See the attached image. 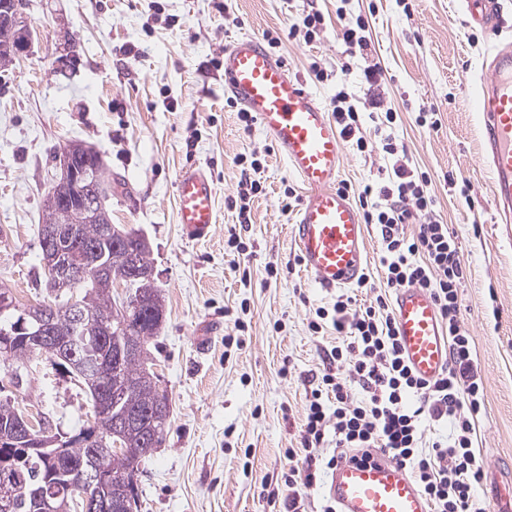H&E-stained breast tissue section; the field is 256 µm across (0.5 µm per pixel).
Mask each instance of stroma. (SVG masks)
<instances>
[{
    "instance_id": "stroma-1",
    "label": "stroma",
    "mask_w": 512,
    "mask_h": 512,
    "mask_svg": "<svg viewBox=\"0 0 512 512\" xmlns=\"http://www.w3.org/2000/svg\"><path fill=\"white\" fill-rule=\"evenodd\" d=\"M340 6L366 17L364 49L343 42ZM314 9L325 19L319 37H289ZM25 12L30 44L0 71V288L22 306L51 300L38 226L55 156L73 140L92 146L114 183L112 221L148 240L165 305L148 351L172 417L138 477L140 512H273L265 486L288 467L309 382L336 343L333 328L308 329L337 293L316 287L298 260L283 194L298 182L224 96L225 44L270 32L290 74L323 106L340 89L355 98L367 138L375 123L363 72L382 69L372 90L396 111L391 132L428 173L436 217L456 235L467 268L460 320L485 396L474 439L484 462L479 494L512 493V225L500 223L490 196L472 104L489 39L459 0H26ZM317 67L327 81L315 79ZM422 112L436 113L437 126L419 125ZM343 148V182L386 177V154ZM243 154L261 159L264 191L242 227L233 202ZM192 164L208 168L217 188V222L199 241L177 222L175 181ZM452 178L468 181V197L455 195ZM234 227L244 252L227 245ZM29 365L18 385L0 372V400L77 432L91 410L83 387L49 359Z\"/></svg>"
}]
</instances>
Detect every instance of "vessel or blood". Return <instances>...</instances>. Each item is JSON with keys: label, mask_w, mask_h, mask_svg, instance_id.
Listing matches in <instances>:
<instances>
[{"label": "vessel or blood", "mask_w": 512, "mask_h": 512, "mask_svg": "<svg viewBox=\"0 0 512 512\" xmlns=\"http://www.w3.org/2000/svg\"><path fill=\"white\" fill-rule=\"evenodd\" d=\"M472 25L492 32L490 63L482 77L479 116L490 194L502 223H512V35L499 36L490 0H462ZM224 94L251 113L297 178L302 201L292 220L301 263L324 289L357 283L367 267V226L351 196L340 189L343 135L317 95L293 77L284 61L253 35L224 48ZM178 222L192 239L207 238L216 224V189L201 165L177 178ZM397 336L410 370L432 380L448 365V336L428 291H393ZM326 493L337 512H430L405 466L380 450L369 460L337 456Z\"/></svg>", "instance_id": "vessel-or-blood-1"}]
</instances>
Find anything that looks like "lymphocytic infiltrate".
Here are the masks:
<instances>
[{"instance_id": "obj_1", "label": "lymphocytic infiltrate", "mask_w": 512, "mask_h": 512, "mask_svg": "<svg viewBox=\"0 0 512 512\" xmlns=\"http://www.w3.org/2000/svg\"><path fill=\"white\" fill-rule=\"evenodd\" d=\"M332 115L358 151L379 150L393 160L386 182L357 193L365 222L378 228L387 290L360 308L352 297L339 295L332 308H317L309 321L311 333L329 323L342 339L326 352L323 373L311 380L300 445L286 451L289 466L282 478L288 493L271 491L269 501L277 512H306L303 489L335 464L323 454L331 433L337 447L380 449L397 459L424 492L430 512H486L477 493L483 460L473 447L484 387L460 324L458 292L466 266L457 238L434 216L430 177L411 166L388 132L395 111L386 110L370 140L359 134V111L346 91L334 96ZM415 217L421 220L418 234H405L404 224ZM405 284L431 292L451 339L449 368L431 382L412 375L396 336L387 292Z\"/></svg>"}]
</instances>
